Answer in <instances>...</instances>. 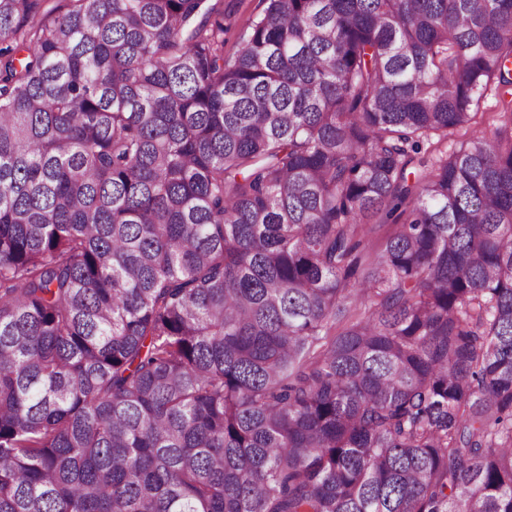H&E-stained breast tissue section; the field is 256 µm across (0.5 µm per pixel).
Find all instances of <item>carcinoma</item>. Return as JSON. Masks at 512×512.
Here are the masks:
<instances>
[{"label": "carcinoma", "mask_w": 512, "mask_h": 512, "mask_svg": "<svg viewBox=\"0 0 512 512\" xmlns=\"http://www.w3.org/2000/svg\"><path fill=\"white\" fill-rule=\"evenodd\" d=\"M44 2L0 512H512V0H264L234 56L221 0Z\"/></svg>", "instance_id": "carcinoma-1"}]
</instances>
